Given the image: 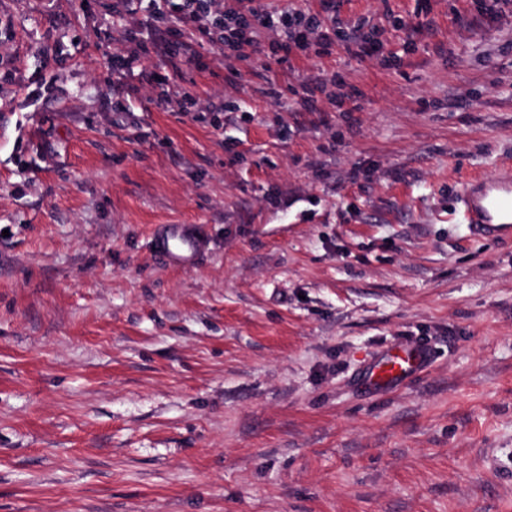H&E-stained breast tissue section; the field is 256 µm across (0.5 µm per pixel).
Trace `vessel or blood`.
Here are the masks:
<instances>
[{"label": "vessel or blood", "mask_w": 512, "mask_h": 512, "mask_svg": "<svg viewBox=\"0 0 512 512\" xmlns=\"http://www.w3.org/2000/svg\"><path fill=\"white\" fill-rule=\"evenodd\" d=\"M458 204L463 220L483 240L512 237V169L503 168L490 178L466 181ZM157 257L167 265H186L202 260L208 252V238L198 224H165L152 239ZM424 348L399 342L386 349L367 375L368 386L376 391L411 382L427 364Z\"/></svg>", "instance_id": "b4317fda"}]
</instances>
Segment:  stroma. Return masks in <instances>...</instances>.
I'll return each mask as SVG.
<instances>
[{
	"label": "stroma",
	"mask_w": 512,
	"mask_h": 512,
	"mask_svg": "<svg viewBox=\"0 0 512 512\" xmlns=\"http://www.w3.org/2000/svg\"><path fill=\"white\" fill-rule=\"evenodd\" d=\"M114 2L0 0V512H512V239L457 203L512 166V10L344 0L391 67L231 72L188 28L175 76ZM142 45L159 80L113 66ZM161 224L207 257L162 264ZM405 340L429 366L373 393ZM152 248L165 265H186L206 256L208 238L200 224H164L155 232Z\"/></svg>",
	"instance_id": "obj_1"
}]
</instances>
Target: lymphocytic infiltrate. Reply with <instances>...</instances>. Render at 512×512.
Wrapping results in <instances>:
<instances>
[{"mask_svg":"<svg viewBox=\"0 0 512 512\" xmlns=\"http://www.w3.org/2000/svg\"><path fill=\"white\" fill-rule=\"evenodd\" d=\"M150 4L154 21L165 23L168 41L165 53L173 71L182 63H199L182 41L184 28L197 31L208 44L223 51L228 62L245 58L247 50L264 51L267 57L287 61L293 50L316 49L326 53L340 45L357 58L385 57L396 60V51L387 50L378 39V29L367 19H360L353 30H346L338 16L337 0H321V12L314 13L298 0H291L287 9L269 12L246 4L245 0H116L122 11L136 13L142 4ZM275 32V39L262 42L264 32Z\"/></svg>","mask_w":512,"mask_h":512,"instance_id":"1","label":"lymphocytic infiltrate"}]
</instances>
